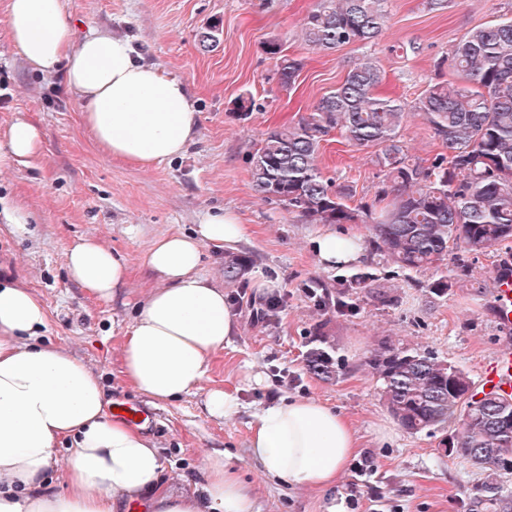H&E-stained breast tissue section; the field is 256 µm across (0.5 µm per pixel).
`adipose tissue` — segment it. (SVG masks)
<instances>
[{
	"label": "adipose tissue",
	"instance_id": "adipose-tissue-1",
	"mask_svg": "<svg viewBox=\"0 0 512 512\" xmlns=\"http://www.w3.org/2000/svg\"><path fill=\"white\" fill-rule=\"evenodd\" d=\"M8 37L29 69L62 74L85 127L112 158L139 168L183 155L197 136L186 84L142 61L131 43L104 32L75 42L62 0H6ZM41 133L19 119L0 145V171L40 155ZM233 212H206L193 233L159 238L146 265L160 280L128 324L122 343L125 383L152 404L204 391L211 416L233 420L236 397L204 389L212 357L236 331L224 290L199 274L201 248L247 236ZM319 264L342 267L363 256L355 232H322ZM70 278L108 300L131 276L127 260L92 240L72 247ZM45 305L32 291L0 279V512H256L250 486L228 455L200 458L201 480L175 491L151 440L109 414L100 377L41 336ZM359 451L355 432L335 409L313 398L277 399L255 414L239 456L272 481L329 489ZM60 472L67 485L46 483Z\"/></svg>",
	"mask_w": 512,
	"mask_h": 512
}]
</instances>
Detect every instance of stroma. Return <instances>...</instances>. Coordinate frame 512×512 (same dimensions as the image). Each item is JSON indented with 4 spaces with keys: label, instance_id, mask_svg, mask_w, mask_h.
I'll return each instance as SVG.
<instances>
[{
    "label": "stroma",
    "instance_id": "35a3bbf8",
    "mask_svg": "<svg viewBox=\"0 0 512 512\" xmlns=\"http://www.w3.org/2000/svg\"><path fill=\"white\" fill-rule=\"evenodd\" d=\"M316 0H63L78 34L97 29L129 38L146 63L185 82L198 114V135L183 157L149 168L109 158L83 125L78 105L61 76L30 71L10 43L0 0V136L16 118L37 125L42 151L29 164L0 177V195L20 200L33 217L32 232L20 237L0 223V268L44 302L50 318L46 341L101 375L113 404L145 408L142 432L158 448L164 477L180 491H192L202 453L237 454L250 434L252 415L277 397H312L344 414L360 441V457L372 468L359 474L347 463L335 491L288 487L240 464L242 479L260 512H463L464 488L486 473L462 456H445L448 427L406 433L377 397L378 384L365 360L382 342L432 351L478 380L479 372L505 336L494 316L493 273L512 251L465 254V267L448 264V293L427 290L434 270L406 271L383 253L366 248L355 265L326 269L314 252L320 224H307L284 205L262 201L253 190L249 155L269 130L298 119L325 93L341 84L364 56L384 74L382 94L413 103L429 83L450 81L438 59L467 31L512 12V0H445L429 9L425 0H388L386 30L370 49L346 45L314 51L302 25ZM217 27L219 43L206 49L198 34ZM278 41L286 54L304 58L292 89L282 88L265 46ZM256 108L236 112L238 97ZM408 155L428 163L442 152L425 117L410 112L402 130ZM375 151L357 149L338 133L322 142L318 165L325 177L353 185L371 199L378 183ZM224 208L250 225L252 234L234 253L249 257L236 283L224 279L225 248H202V276L223 286L236 316L230 345L212 360L205 388L235 394L239 415L211 416L203 391L156 407L121 376V344L135 306L159 282L145 261L164 235L192 232L208 210ZM86 238L125 256L134 268L127 285L111 300H98L68 276L66 257ZM364 271L373 291L351 290L350 276ZM344 293L353 303L337 312ZM280 295L273 317L259 314L261 302ZM321 347L344 369L324 382L307 372L308 350ZM262 383H255L254 374Z\"/></svg>",
    "mask_w": 512,
    "mask_h": 512
}]
</instances>
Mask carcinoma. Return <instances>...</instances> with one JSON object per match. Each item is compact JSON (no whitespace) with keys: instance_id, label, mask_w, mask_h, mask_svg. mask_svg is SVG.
Listing matches in <instances>:
<instances>
[{"instance_id":"obj_1","label":"carcinoma","mask_w":512,"mask_h":512,"mask_svg":"<svg viewBox=\"0 0 512 512\" xmlns=\"http://www.w3.org/2000/svg\"><path fill=\"white\" fill-rule=\"evenodd\" d=\"M388 0H317L303 24L313 49L331 51L372 44L389 19ZM281 84L292 87L303 59L272 41ZM448 66L463 82L429 84L415 102L446 152L428 165L405 153L406 103L379 95L384 75L366 57L306 115L276 127L250 155L254 191L280 202L308 224H357L369 219L375 248L398 266L440 271L455 251L497 250L512 242V16L474 28L455 43L437 67ZM337 131L354 147L378 148L380 176L371 202L354 204L355 190L323 176L318 153L323 137ZM244 256L224 259V279L240 278ZM381 382L380 400L409 434L450 420L454 454L488 472L467 494L464 512H512V490L498 481L512 473V399L477 397L462 369L426 349L379 345L366 361ZM306 370L323 381L343 363L322 348L306 354Z\"/></svg>"}]
</instances>
